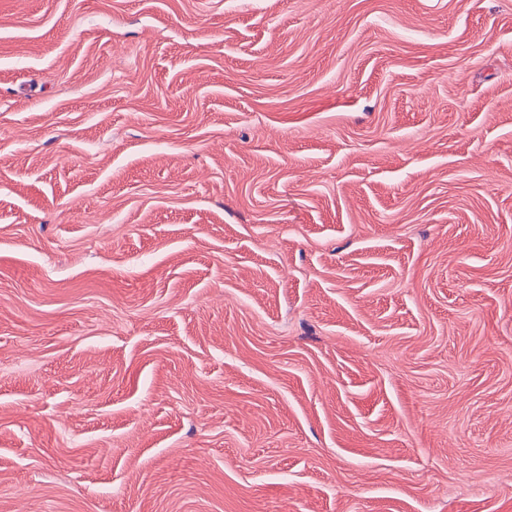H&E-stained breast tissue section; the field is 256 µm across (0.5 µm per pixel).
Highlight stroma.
I'll list each match as a JSON object with an SVG mask.
<instances>
[{
    "instance_id": "35a3bbf8",
    "label": "stroma",
    "mask_w": 512,
    "mask_h": 512,
    "mask_svg": "<svg viewBox=\"0 0 512 512\" xmlns=\"http://www.w3.org/2000/svg\"><path fill=\"white\" fill-rule=\"evenodd\" d=\"M0 512H512V0H0Z\"/></svg>"
}]
</instances>
